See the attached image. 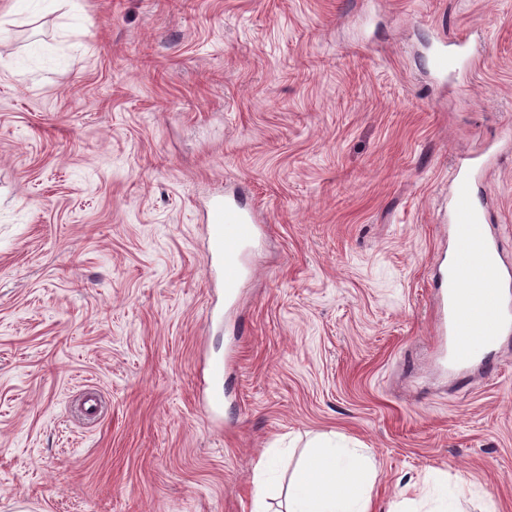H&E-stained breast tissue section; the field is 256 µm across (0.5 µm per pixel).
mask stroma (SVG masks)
<instances>
[{"instance_id": "1", "label": "stroma", "mask_w": 512, "mask_h": 512, "mask_svg": "<svg viewBox=\"0 0 512 512\" xmlns=\"http://www.w3.org/2000/svg\"><path fill=\"white\" fill-rule=\"evenodd\" d=\"M78 4L0 35V512H251L271 452L286 512L318 437L378 512H512V335L494 373L432 362L455 165L512 267V0ZM227 188L261 229L218 326ZM450 51H443L437 60L440 70H459L468 68L473 62L475 53L467 38L457 39ZM232 362L230 357L225 361H215L210 364V377L212 386L204 405L209 414L215 415L221 411L224 406V391L222 388V380L224 378V368L226 369Z\"/></svg>"}]
</instances>
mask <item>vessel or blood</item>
I'll list each match as a JSON object with an SVG mask.
<instances>
[{
  "mask_svg": "<svg viewBox=\"0 0 512 512\" xmlns=\"http://www.w3.org/2000/svg\"><path fill=\"white\" fill-rule=\"evenodd\" d=\"M474 56L467 39L461 38L440 54L437 66L465 69ZM455 180L454 249L440 272V289L434 299L440 331L447 338L439 356L460 368L477 363L490 372L493 350L502 336L512 334V268L502 265L497 245L486 233L485 213L470 189L471 170L457 171ZM258 224L256 212L238 193H225L211 205L205 265L210 279L223 288L225 305L232 307L238 301ZM224 368L221 361L212 362L209 368L212 386L204 405L212 415L224 406Z\"/></svg>",
  "mask_w": 512,
  "mask_h": 512,
  "instance_id": "1",
  "label": "vessel or blood"
}]
</instances>
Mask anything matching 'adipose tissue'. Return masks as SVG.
Segmentation results:
<instances>
[{
  "mask_svg": "<svg viewBox=\"0 0 512 512\" xmlns=\"http://www.w3.org/2000/svg\"><path fill=\"white\" fill-rule=\"evenodd\" d=\"M374 467L319 441L298 462L288 512H375Z\"/></svg>",
  "mask_w": 512,
  "mask_h": 512,
  "instance_id": "1",
  "label": "adipose tissue"
}]
</instances>
